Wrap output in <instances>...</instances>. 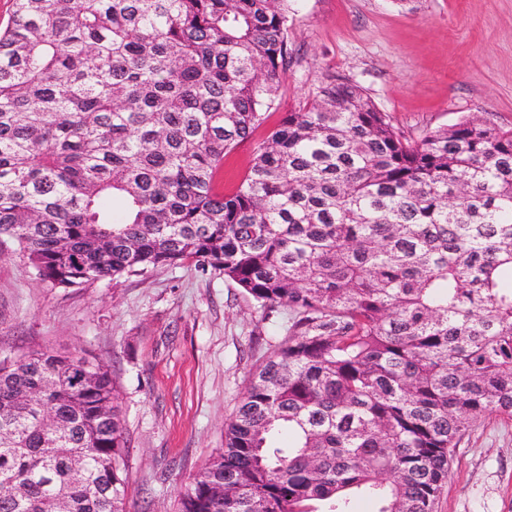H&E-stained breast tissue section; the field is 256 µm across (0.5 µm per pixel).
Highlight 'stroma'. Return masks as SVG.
I'll list each match as a JSON object with an SVG mask.
<instances>
[{
    "mask_svg": "<svg viewBox=\"0 0 512 512\" xmlns=\"http://www.w3.org/2000/svg\"><path fill=\"white\" fill-rule=\"evenodd\" d=\"M296 56L275 109L224 158V190L323 77L361 86L408 140L468 117L512 127V0H291ZM291 324L194 263L79 290L40 281L0 241V356L85 349L120 388L130 512H176L190 476L224 445V424ZM436 512H512V420L479 419L457 445Z\"/></svg>",
    "mask_w": 512,
    "mask_h": 512,
    "instance_id": "1",
    "label": "stroma"
}]
</instances>
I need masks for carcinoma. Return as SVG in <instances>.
<instances>
[{"mask_svg": "<svg viewBox=\"0 0 512 512\" xmlns=\"http://www.w3.org/2000/svg\"><path fill=\"white\" fill-rule=\"evenodd\" d=\"M288 13L14 0L0 238L53 288L192 260L293 313L177 512H436L466 431L512 418V128L412 143L328 75L224 194L294 62ZM118 400L86 352L1 357L0 512H127Z\"/></svg>", "mask_w": 512, "mask_h": 512, "instance_id": "1", "label": "carcinoma"}]
</instances>
